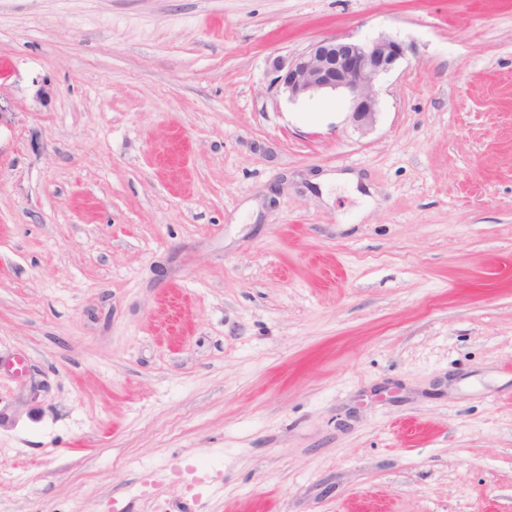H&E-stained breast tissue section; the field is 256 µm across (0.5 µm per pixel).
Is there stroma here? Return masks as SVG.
Masks as SVG:
<instances>
[{"label": "stroma", "instance_id": "1", "mask_svg": "<svg viewBox=\"0 0 512 512\" xmlns=\"http://www.w3.org/2000/svg\"><path fill=\"white\" fill-rule=\"evenodd\" d=\"M378 506L512 512V0H0V512ZM403 56V46L386 35L366 40L328 37L301 53L274 58L271 86L291 101L318 93L344 94L350 100L352 126L365 133L379 113V81Z\"/></svg>", "mask_w": 512, "mask_h": 512}]
</instances>
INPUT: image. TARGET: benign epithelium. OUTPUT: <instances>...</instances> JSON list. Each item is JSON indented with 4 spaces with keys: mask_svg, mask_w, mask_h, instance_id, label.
<instances>
[{
    "mask_svg": "<svg viewBox=\"0 0 512 512\" xmlns=\"http://www.w3.org/2000/svg\"><path fill=\"white\" fill-rule=\"evenodd\" d=\"M403 56V46L386 35L366 40L328 37L301 53L274 58L271 86L290 101L318 93L344 94L350 100L352 126L365 133L376 123L379 81Z\"/></svg>",
    "mask_w": 512,
    "mask_h": 512,
    "instance_id": "obj_1",
    "label": "benign epithelium"
}]
</instances>
